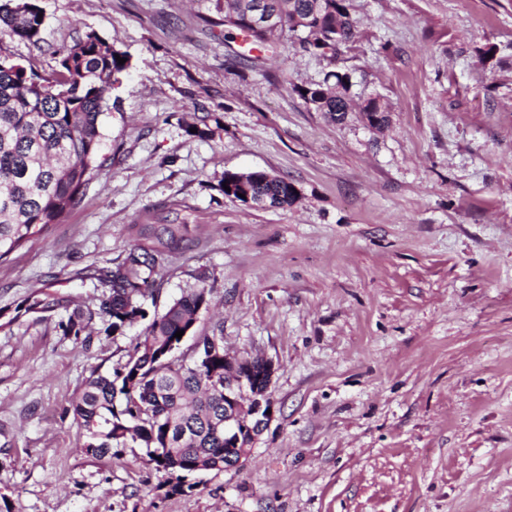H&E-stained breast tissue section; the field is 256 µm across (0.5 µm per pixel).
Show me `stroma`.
Here are the masks:
<instances>
[{
    "instance_id": "obj_1",
    "label": "stroma",
    "mask_w": 512,
    "mask_h": 512,
    "mask_svg": "<svg viewBox=\"0 0 512 512\" xmlns=\"http://www.w3.org/2000/svg\"><path fill=\"white\" fill-rule=\"evenodd\" d=\"M39 43L0 58L46 76L86 32L127 54L75 205L0 260V512H512V0H347L335 63L252 48L223 0H37ZM497 46L495 62L477 49ZM346 73L390 122H331L299 88ZM212 134L192 137L188 125ZM299 199L228 198V172ZM187 224L144 300L209 292L193 327L274 365L269 427L243 466L186 478L139 442L86 454L72 402L148 322L64 335L94 308L135 224ZM62 296L21 313L35 294ZM243 173L247 174L246 183L248 187L242 186L238 193L245 195L244 199L249 206L260 207L265 202L269 208H283L292 205L298 197V194L290 191V188L294 185L283 178L273 176L264 170ZM252 195L263 201L254 198Z\"/></svg>"
}]
</instances>
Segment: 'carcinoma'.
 Listing matches in <instances>:
<instances>
[{
    "label": "carcinoma",
    "instance_id": "obj_1",
    "mask_svg": "<svg viewBox=\"0 0 512 512\" xmlns=\"http://www.w3.org/2000/svg\"><path fill=\"white\" fill-rule=\"evenodd\" d=\"M276 15V29H256L247 16L256 3ZM19 0H0V34L41 41V11L20 13ZM224 25L265 47L291 33L294 45L311 55L336 59L356 36L357 21L345 0H224ZM90 31L60 52L58 70L41 77L19 63L0 60V260L45 226L54 223L89 183L99 161V117L110 93L121 84L129 63ZM350 77L333 72L302 95L315 111L336 122L346 119ZM372 129L388 124V109L378 97L359 105ZM252 195L271 208L292 205L293 184L264 170L247 172ZM138 244L107 272L110 291L97 308H76L64 332L81 336L94 318L117 332L146 317L142 286L155 284L158 262L186 237V224H135ZM64 299L45 294L25 304L27 312L52 309ZM207 303L206 289L182 295L155 317L134 353L109 376L93 377L72 405L85 438L84 448L105 456L136 438L158 471L192 474L224 469L250 455L248 435L239 447L224 443V344L218 336H196L188 354L179 330L193 329Z\"/></svg>",
    "mask_w": 512,
    "mask_h": 512
}]
</instances>
